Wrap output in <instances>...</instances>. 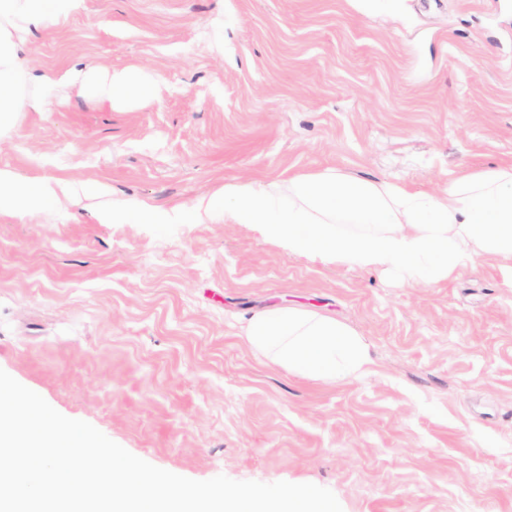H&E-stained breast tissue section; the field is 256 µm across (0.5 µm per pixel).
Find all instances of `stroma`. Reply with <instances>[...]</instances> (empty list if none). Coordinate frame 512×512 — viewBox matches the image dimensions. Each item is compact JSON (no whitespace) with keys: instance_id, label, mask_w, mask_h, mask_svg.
Wrapping results in <instances>:
<instances>
[{"instance_id":"obj_1","label":"stroma","mask_w":512,"mask_h":512,"mask_svg":"<svg viewBox=\"0 0 512 512\" xmlns=\"http://www.w3.org/2000/svg\"><path fill=\"white\" fill-rule=\"evenodd\" d=\"M26 52L46 73L141 68L156 92L112 107L61 87L0 141V168L99 192L0 217L1 370L189 479L312 483L343 512H512L493 262L406 288L244 224L96 217L330 166L431 192L512 160V0H82ZM288 306L363 336L368 373L268 367L243 330ZM103 224H121L126 218L133 217L139 224H172L176 214L160 206H140L137 204L113 203L112 208L97 211Z\"/></svg>"}]
</instances>
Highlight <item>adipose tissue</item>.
I'll list each match as a JSON object with an SVG mask.
<instances>
[{"label": "adipose tissue", "mask_w": 512, "mask_h": 512, "mask_svg": "<svg viewBox=\"0 0 512 512\" xmlns=\"http://www.w3.org/2000/svg\"><path fill=\"white\" fill-rule=\"evenodd\" d=\"M78 6L79 0H0V139L22 113L45 111L47 95L56 88H89L112 106L127 100L132 88H151V81L128 69L71 65L39 76L24 64L20 47L26 37ZM35 81L43 84V94L30 93ZM70 192L60 181L23 180L0 169V215L36 213ZM192 212L198 222L250 225L289 255L394 272L411 287L451 281L489 258L512 288V161L461 172L446 189L431 194L334 167L295 172L284 180L228 182L199 199ZM129 217L141 224L176 219L168 209L149 205L116 203L98 212L104 224ZM244 336L268 364L301 378L345 381L362 376L371 364L368 346L355 331L315 311L256 314Z\"/></svg>", "instance_id": "1"}]
</instances>
